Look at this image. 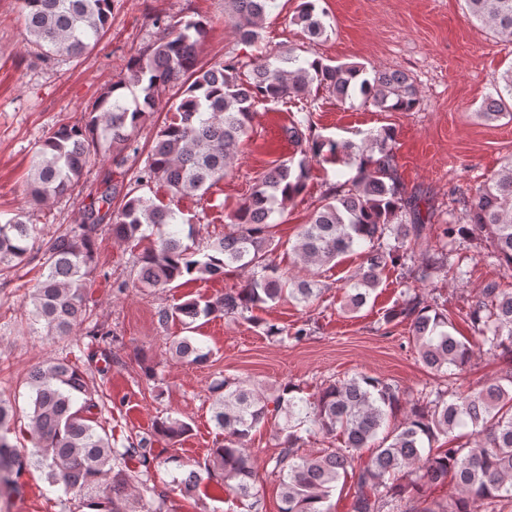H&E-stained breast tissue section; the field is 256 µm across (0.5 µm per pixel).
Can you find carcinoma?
<instances>
[{"label":"carcinoma","mask_w":512,"mask_h":512,"mask_svg":"<svg viewBox=\"0 0 512 512\" xmlns=\"http://www.w3.org/2000/svg\"><path fill=\"white\" fill-rule=\"evenodd\" d=\"M275 0H224L225 15L239 39L254 45ZM317 0H303L295 21L311 39L327 33L326 13ZM464 17L487 26L495 35L512 39V0H463ZM29 43L38 50L68 59L93 50L112 15V0H22ZM207 35L202 19L167 21L157 39L134 57L126 74L113 83L87 112L82 124L53 129L35 153L26 194L43 204L72 192L80 182L91 151L105 147L112 168L101 188L82 207V221L42 244L40 279L25 303L47 334L63 336L90 323V345L111 344L112 330L92 322L90 288L96 261L94 237L107 226L115 239L140 245L135 283L142 288H168L222 276L233 269L247 274L241 288L212 299H192L163 308L158 323H180L191 331L197 319L242 317L245 312L284 298L306 305L317 296L314 279H296L273 258L280 241L275 215L305 191L314 161L347 159L352 174L337 173L303 225L290 251L305 267L321 268L355 249L365 262L345 279L344 309L357 312L379 287L386 269L410 275L420 284L443 273L452 279L467 275L457 243L488 235L495 257L512 267V156L476 189L451 191L460 214L448 220L422 190L407 191L393 153L394 132L385 128L355 143L339 142L312 131L308 97L323 90L340 103L359 97L381 111L410 112L419 91L400 70L367 68L360 63L332 65L305 58L290 47L270 60L243 70L229 59L205 68L199 55ZM176 87L174 118L157 134L146 165L138 171L139 187L161 183L174 197L207 193L224 180L236 149L248 136L257 106L293 103L301 117L282 128L296 154L280 160L257 180L230 217L224 236L202 244L199 230L181 212L144 195L135 196L114 169L125 166L132 131L158 110L159 92ZM136 92L128 99L122 90ZM478 116L487 122L512 120V69L494 84ZM36 225L17 217L0 224V271L17 266L29 251ZM434 233L440 246L433 253L416 251L418 241ZM405 299L384 313L389 325L410 322L424 367L438 383L409 406L400 388L384 379L356 374L338 379L305 397L299 386L285 383L272 393L239 379L224 378L210 386L213 420L224 443L212 449L205 471L219 477L236 498H257L258 476L248 441L253 430L271 423L278 427L279 452L272 473L281 487L280 512H331L327 505L340 479L351 481V512H414L402 509L424 503L419 512H502L512 502V292L491 282L471 302L466 320L477 343L458 338L447 310L418 290L403 291ZM269 336L297 342L308 330L270 325ZM503 359L505 375L469 392L455 387L456 375L471 362L475 349ZM170 349L186 361L208 358L193 336H175ZM29 388V434L33 448L14 443L15 407L0 397V496L19 493L27 467L44 471L51 484H62L69 495L68 512H126V502L139 512H164L167 494L157 488L155 472L170 463L148 448L151 439L117 448L112 436L95 426L101 409L98 386L79 361L48 360L34 367ZM403 411L400 421L395 413ZM464 429L466 433L456 434ZM191 431L179 418L155 423L154 432L178 441ZM320 433L329 446L302 450L306 436ZM371 449L364 465L355 454ZM455 482L457 496L427 499L426 489ZM202 481L190 469L173 482L188 495Z\"/></svg>","instance_id":"carcinoma-1"}]
</instances>
